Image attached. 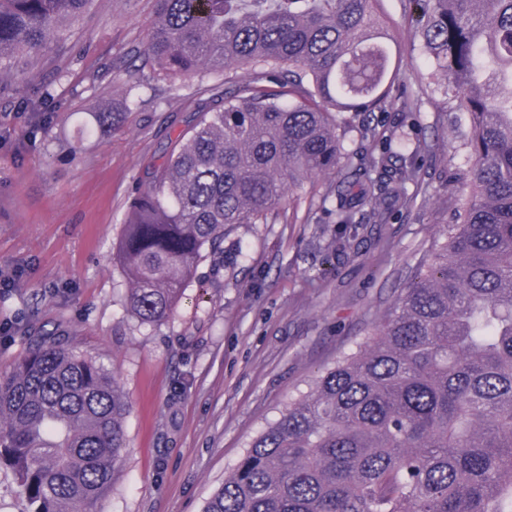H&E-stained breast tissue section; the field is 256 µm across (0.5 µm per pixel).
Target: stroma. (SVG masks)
Segmentation results:
<instances>
[{
  "label": "stroma",
  "mask_w": 512,
  "mask_h": 512,
  "mask_svg": "<svg viewBox=\"0 0 512 512\" xmlns=\"http://www.w3.org/2000/svg\"><path fill=\"white\" fill-rule=\"evenodd\" d=\"M393 50L404 59L400 91L422 95L427 64L416 50L417 15L384 0ZM154 0H95L73 37L42 57L29 84L46 97L45 123L0 81V373L25 353V334L52 331L115 373L129 404L126 448L94 512H202L250 442L336 358L365 342L377 315L412 281L417 264L467 190L470 118L436 94L386 122L404 121L426 143L423 190L386 224L360 228L351 250L327 243L335 226V177L284 193L266 224H239L203 258L171 316L143 325L126 309L113 259L132 188L160 163L212 81L165 77L143 50ZM132 71L125 103L116 83ZM119 124L87 136L93 113ZM77 156H70V147Z\"/></svg>",
  "instance_id": "1"
}]
</instances>
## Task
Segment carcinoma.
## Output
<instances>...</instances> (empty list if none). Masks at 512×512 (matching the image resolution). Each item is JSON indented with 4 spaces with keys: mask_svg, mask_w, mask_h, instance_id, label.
<instances>
[{
    "mask_svg": "<svg viewBox=\"0 0 512 512\" xmlns=\"http://www.w3.org/2000/svg\"><path fill=\"white\" fill-rule=\"evenodd\" d=\"M94 0H0V79L52 51ZM425 90L469 113L470 193L356 351L251 443L203 512H512V0H408ZM144 55L221 79L136 183L114 260L127 309L166 320L227 230L266 224L285 187L337 172L336 223L384 224L418 178L400 128L351 161L336 114L394 105L404 74L383 0H155ZM96 112L93 129L115 128ZM367 207L366 211L359 207ZM0 375V468L23 512H89L125 448L116 378L58 336Z\"/></svg>",
    "mask_w": 512,
    "mask_h": 512,
    "instance_id": "obj_1",
    "label": "carcinoma"
}]
</instances>
